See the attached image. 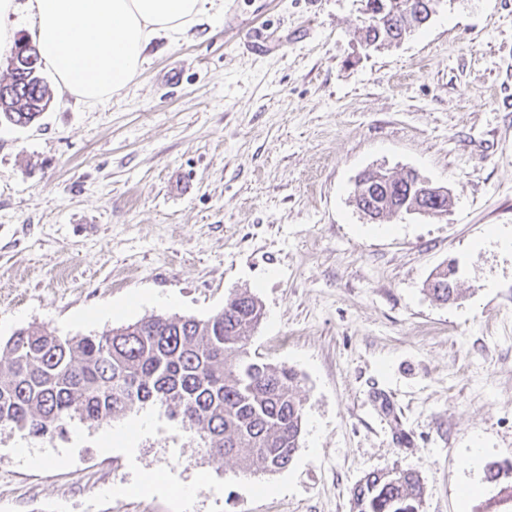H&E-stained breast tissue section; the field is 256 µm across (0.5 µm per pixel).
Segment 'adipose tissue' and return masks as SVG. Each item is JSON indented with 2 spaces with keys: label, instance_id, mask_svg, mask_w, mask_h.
Wrapping results in <instances>:
<instances>
[{
  "label": "adipose tissue",
  "instance_id": "ef3b65f1",
  "mask_svg": "<svg viewBox=\"0 0 512 512\" xmlns=\"http://www.w3.org/2000/svg\"><path fill=\"white\" fill-rule=\"evenodd\" d=\"M26 7L33 44L59 87L94 105L133 84L150 41L178 43L224 0H0V21Z\"/></svg>",
  "mask_w": 512,
  "mask_h": 512
}]
</instances>
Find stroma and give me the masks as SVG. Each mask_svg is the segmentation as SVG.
<instances>
[{
  "instance_id": "stroma-1",
  "label": "stroma",
  "mask_w": 512,
  "mask_h": 512,
  "mask_svg": "<svg viewBox=\"0 0 512 512\" xmlns=\"http://www.w3.org/2000/svg\"><path fill=\"white\" fill-rule=\"evenodd\" d=\"M364 0H224L135 83L0 122V340L263 306L253 355L297 371L288 468L239 474L163 409L65 436L0 427V512H350L366 473L414 470L421 512H512V0H445L364 47ZM275 37L244 46L247 31ZM448 186L443 217L373 222L364 170ZM454 263L459 295L430 273ZM439 269L433 271L428 277L426 290L436 301L448 302L454 299L457 294V288H454V283L451 282L452 288H450L448 283V279H452L455 275V266L449 262L446 267L447 270L444 269L442 272H437Z\"/></svg>"
}]
</instances>
